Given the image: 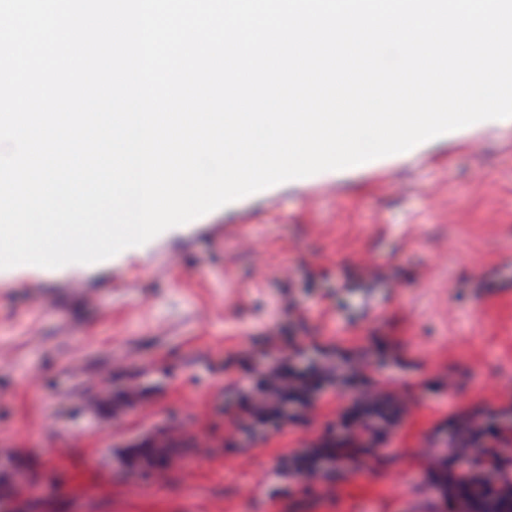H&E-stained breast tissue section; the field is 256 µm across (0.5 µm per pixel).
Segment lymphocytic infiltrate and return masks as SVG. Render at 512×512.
I'll return each instance as SVG.
<instances>
[{
    "instance_id": "1",
    "label": "lymphocytic infiltrate",
    "mask_w": 512,
    "mask_h": 512,
    "mask_svg": "<svg viewBox=\"0 0 512 512\" xmlns=\"http://www.w3.org/2000/svg\"><path fill=\"white\" fill-rule=\"evenodd\" d=\"M330 387L359 407L355 422L336 442L323 443L308 455L292 456L282 470L332 481L341 467L363 455L378 454L387 437L385 424L395 401L378 396L367 375L336 362L305 368L274 363L268 370L254 372L250 392L233 406L230 422L244 432L259 425L279 426L290 404L309 406L314 394ZM448 427L449 452L430 468L436 491L432 512H512V456L503 453L512 447V423L471 418L461 425L452 419ZM462 459L467 468L460 472L456 465Z\"/></svg>"
}]
</instances>
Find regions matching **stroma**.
<instances>
[{
    "label": "stroma",
    "mask_w": 512,
    "mask_h": 512,
    "mask_svg": "<svg viewBox=\"0 0 512 512\" xmlns=\"http://www.w3.org/2000/svg\"><path fill=\"white\" fill-rule=\"evenodd\" d=\"M299 365L385 339L368 371L403 404L380 457L305 494L280 457L342 405L235 431L233 360ZM512 122L241 198L96 263L0 270V512H425L451 414L512 422ZM166 446L163 471L127 465Z\"/></svg>",
    "instance_id": "stroma-1"
}]
</instances>
